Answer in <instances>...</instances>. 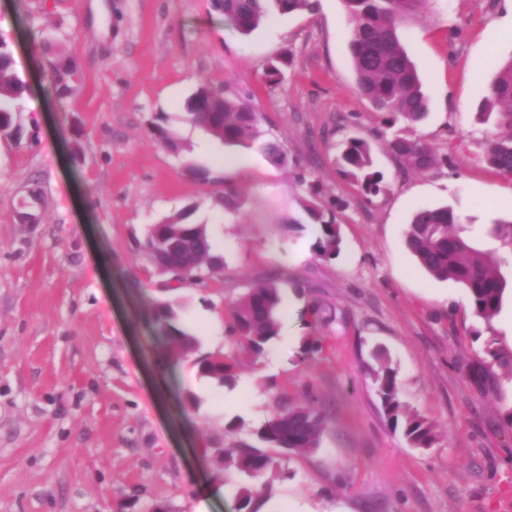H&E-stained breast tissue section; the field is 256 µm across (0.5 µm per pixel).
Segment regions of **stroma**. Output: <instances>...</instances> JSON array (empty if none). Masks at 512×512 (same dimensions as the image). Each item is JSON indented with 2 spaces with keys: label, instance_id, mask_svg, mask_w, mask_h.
I'll use <instances>...</instances> for the list:
<instances>
[{
  "label": "stroma",
  "instance_id": "35a3bbf8",
  "mask_svg": "<svg viewBox=\"0 0 512 512\" xmlns=\"http://www.w3.org/2000/svg\"><path fill=\"white\" fill-rule=\"evenodd\" d=\"M351 26L342 0L315 13L271 14L240 34L213 0H0V37L39 100L24 99L17 137L0 135V512H237L242 475L220 470L214 446L270 451L257 436L287 387L302 402L315 387L327 415L319 448L283 460L270 512H512V370L495 366L499 391L478 377L484 346L512 352V261L491 324L466 290L432 279L405 233L421 208L453 209L480 249L512 221V181L485 161L497 133L483 90L512 59L503 0H431L406 22L402 44L428 100L411 133L445 163L401 173L372 105L355 91ZM287 55L279 83L269 60ZM70 58L71 93L59 94L49 63ZM240 96L288 153L272 165L258 147H227L183 122L200 80ZM169 116L182 152L149 132ZM367 139L388 183L369 200L336 161L348 138ZM213 182L190 178L186 161ZM308 172L335 202L338 257L312 249L300 203ZM241 196L224 209L222 192ZM194 205L224 259L210 304L182 288V318L201 353L223 350L230 303L275 281L281 331L260 362L241 356L235 387L200 378L192 362L169 373L150 321L160 277L135 241L160 218ZM318 305L329 324L305 326ZM325 351L307 359L302 335ZM381 347L401 400L437 440L414 448L389 426L368 367ZM197 405H189L188 395ZM242 425L225 431L230 420ZM222 491L202 497L203 483Z\"/></svg>",
  "mask_w": 512,
  "mask_h": 512
}]
</instances>
